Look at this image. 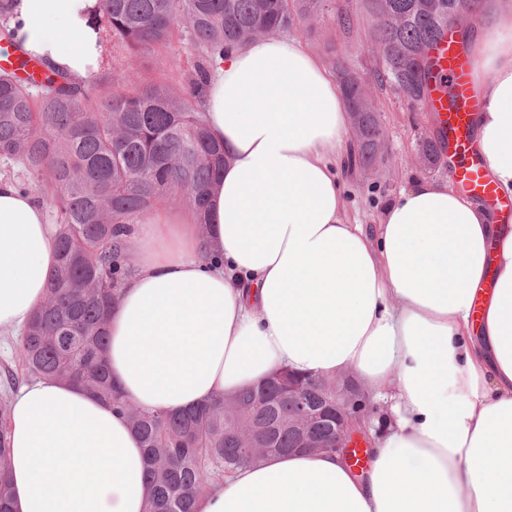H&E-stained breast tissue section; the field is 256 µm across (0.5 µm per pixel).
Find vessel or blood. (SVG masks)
<instances>
[{
    "label": "vessel or blood",
    "mask_w": 512,
    "mask_h": 512,
    "mask_svg": "<svg viewBox=\"0 0 512 512\" xmlns=\"http://www.w3.org/2000/svg\"><path fill=\"white\" fill-rule=\"evenodd\" d=\"M431 57L429 103L441 115L438 133L447 145L452 179L461 192L484 200L512 221V201L499 197L474 145V118L481 101L472 87L468 58L448 38Z\"/></svg>",
    "instance_id": "b4317fda"
}]
</instances>
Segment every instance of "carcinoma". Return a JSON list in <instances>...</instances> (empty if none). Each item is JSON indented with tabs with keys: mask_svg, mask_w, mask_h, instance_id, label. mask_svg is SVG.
I'll return each mask as SVG.
<instances>
[{
	"mask_svg": "<svg viewBox=\"0 0 512 512\" xmlns=\"http://www.w3.org/2000/svg\"><path fill=\"white\" fill-rule=\"evenodd\" d=\"M323 0H102L106 30L126 49L147 52L190 30L200 53L185 90L138 85L113 76L112 92L99 74L76 84L63 71L22 76L0 69V156L21 163L50 191L61 213L56 229L59 264L43 305L22 339L21 366L29 378L78 381L128 418L147 455L144 512H194L207 486L257 463L238 448L241 426L258 445L268 432L277 447H295L293 408L247 388L178 414L144 412L114 385L108 368L107 318L130 265L121 236L126 225L179 192L208 222L206 195L224 171V149L214 142L188 99L208 78L215 55L270 36L298 19L321 16ZM382 47L375 81L428 105L430 52L448 33L451 12L469 0H366ZM342 88L366 147L383 135L374 108L344 66ZM43 88L34 98L29 86ZM8 404L0 402V512H13L8 470Z\"/></svg>",
	"mask_w": 512,
	"mask_h": 512,
	"instance_id": "1",
	"label": "carcinoma"
}]
</instances>
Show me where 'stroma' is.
<instances>
[{"mask_svg": "<svg viewBox=\"0 0 512 512\" xmlns=\"http://www.w3.org/2000/svg\"><path fill=\"white\" fill-rule=\"evenodd\" d=\"M353 25L342 31L337 25L333 10L315 21L294 24L289 35L317 53L328 69L344 63L348 70L359 77L376 108L377 119L385 139L375 152L372 163H364L365 150L356 131H349L357 154L346 175L345 213L349 221L374 229L382 204L408 187L412 178H444L448 175L445 160L429 161L421 151L423 141L436 135L432 112L416 110L402 93L392 89H379L374 82L372 69L377 56L369 33L375 24L363 7L362 0H349ZM106 54L112 63L111 71L103 72V80H110L112 73L127 72L143 83H162L174 88L190 82L197 55L190 44L186 30H178L172 40L153 50L133 55L114 42H107Z\"/></svg>", "mask_w": 512, "mask_h": 512, "instance_id": "stroma-1", "label": "stroma"}]
</instances>
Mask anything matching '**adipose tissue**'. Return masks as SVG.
Segmentation results:
<instances>
[{"label":"adipose tissue","instance_id":"obj_1","mask_svg":"<svg viewBox=\"0 0 512 512\" xmlns=\"http://www.w3.org/2000/svg\"><path fill=\"white\" fill-rule=\"evenodd\" d=\"M100 11L16 0L10 27L80 83L105 53ZM468 56L477 148L512 199V0ZM201 101L226 157L210 222L164 207L124 236L137 268L109 315L113 380L143 410L180 413L278 368L352 371L391 407L367 475L334 450L272 457L226 476L195 512H512V225L424 177L386 202L375 232L350 222V109L296 38L215 57ZM56 264L43 206L0 178V332L26 328ZM9 425L15 512H143L141 441L84 387L33 380Z\"/></svg>","mask_w":512,"mask_h":512}]
</instances>
